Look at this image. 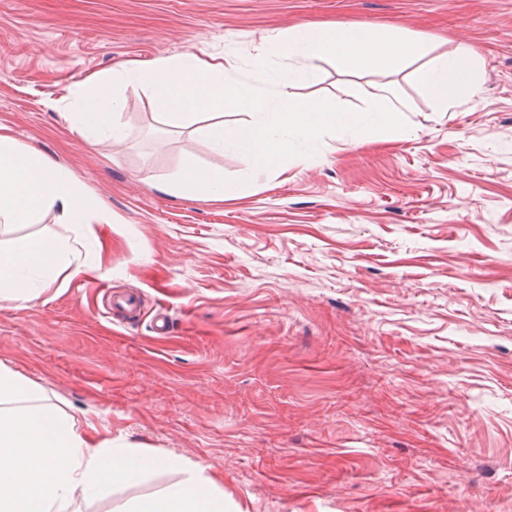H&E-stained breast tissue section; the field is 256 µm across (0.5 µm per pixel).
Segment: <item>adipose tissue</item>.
I'll list each match as a JSON object with an SVG mask.
<instances>
[{"instance_id":"ef3b65f1","label":"adipose tissue","mask_w":512,"mask_h":512,"mask_svg":"<svg viewBox=\"0 0 512 512\" xmlns=\"http://www.w3.org/2000/svg\"><path fill=\"white\" fill-rule=\"evenodd\" d=\"M478 64L476 52L462 42L423 63L416 79L445 112L477 96ZM170 190L220 202L247 187L187 152ZM55 208L71 226L112 221L111 211L89 207L50 159L0 131V226L32 224ZM96 268L93 261L74 265L71 246L59 235L1 240L0 304L34 301L64 271ZM157 471H175L181 479L126 502L119 512H224V486L205 467L175 453L96 442L42 386L0 364V512H76L77 500L140 484Z\"/></svg>"}]
</instances>
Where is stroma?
<instances>
[{"instance_id":"obj_1","label":"stroma","mask_w":512,"mask_h":512,"mask_svg":"<svg viewBox=\"0 0 512 512\" xmlns=\"http://www.w3.org/2000/svg\"><path fill=\"white\" fill-rule=\"evenodd\" d=\"M303 23L396 28L437 55L468 43L480 91L439 112L411 68L323 60L297 97L361 113L388 85L409 131L328 132L266 174L165 131L136 86L118 148L61 117L129 60L230 51L249 86L258 51L288 69L273 38ZM0 126L112 213L70 234L99 270L0 306V363L80 426L207 466L224 512H512V0H0ZM187 150L249 193L167 192ZM177 479L76 507L118 512Z\"/></svg>"}]
</instances>
